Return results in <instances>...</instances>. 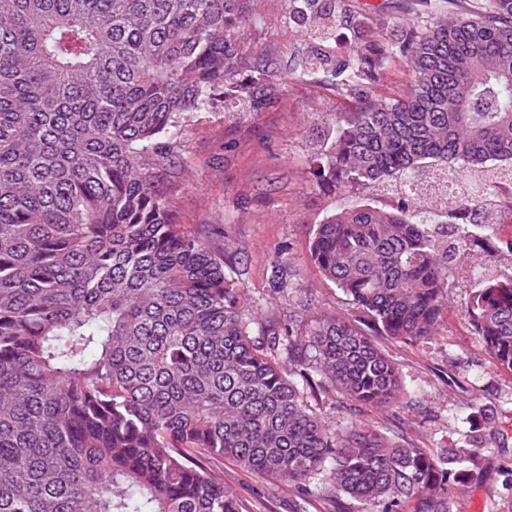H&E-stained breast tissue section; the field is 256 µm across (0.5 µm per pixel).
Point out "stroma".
<instances>
[{
	"mask_svg": "<svg viewBox=\"0 0 512 512\" xmlns=\"http://www.w3.org/2000/svg\"><path fill=\"white\" fill-rule=\"evenodd\" d=\"M364 28L395 35L410 17L406 0H348ZM263 24L248 29L247 42L269 49L281 64L263 102L247 119L229 117L216 105L186 121L179 154L185 170L172 200L180 223L225 247L227 271L246 288L258 312L350 314L341 290L321 280L310 259V232L332 208V197L312 174L314 148L333 113L344 104L333 86L289 78L287 64L300 44L289 27L284 0H259ZM287 246L297 276L289 287L268 286L273 251ZM474 286L463 278L451 293L438 336L408 345L389 339L382 347L402 372L404 392L395 405L369 408L360 418L380 429L400 430L419 448H450L463 441L474 410H486L501 428L482 468L449 512H512V374L496 369L469 324L466 309ZM224 482L238 493L243 512H326L318 498H302L294 486L261 480L234 461H218Z\"/></svg>",
	"mask_w": 512,
	"mask_h": 512,
	"instance_id": "stroma-1",
	"label": "stroma"
}]
</instances>
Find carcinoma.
<instances>
[{"label":"carcinoma","instance_id":"cac0c4a2","mask_svg":"<svg viewBox=\"0 0 512 512\" xmlns=\"http://www.w3.org/2000/svg\"><path fill=\"white\" fill-rule=\"evenodd\" d=\"M424 25L361 39L340 64L336 0H288L314 46L293 74L330 70L348 104L314 158L340 189L394 188L387 208L343 203L310 256L354 316L261 320L219 249L180 224L164 174L182 169L183 115L246 88L276 59L245 39L254 0H0V512H241L210 464L229 458L365 512H448L494 424L433 451L352 420L335 429L308 394L354 407L403 390L373 341L427 342L460 259L484 270L467 306L494 365L512 374V0H418ZM411 72L406 94L380 82ZM453 200L439 214L435 183ZM293 279L285 247L272 287ZM323 476L315 482L317 476Z\"/></svg>","mask_w":512,"mask_h":512}]
</instances>
